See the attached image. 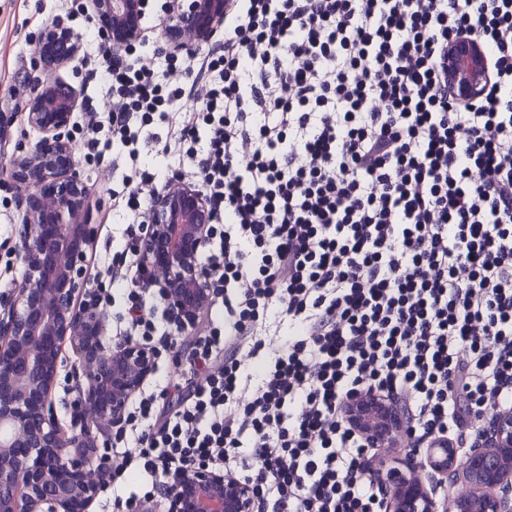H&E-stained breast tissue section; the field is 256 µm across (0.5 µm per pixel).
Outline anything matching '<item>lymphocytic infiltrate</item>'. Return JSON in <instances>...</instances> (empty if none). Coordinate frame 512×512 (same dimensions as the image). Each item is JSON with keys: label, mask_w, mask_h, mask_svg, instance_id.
I'll use <instances>...</instances> for the list:
<instances>
[{"label": "lymphocytic infiltrate", "mask_w": 512, "mask_h": 512, "mask_svg": "<svg viewBox=\"0 0 512 512\" xmlns=\"http://www.w3.org/2000/svg\"><path fill=\"white\" fill-rule=\"evenodd\" d=\"M468 37L489 76L462 100L446 63ZM139 59L86 58L112 95L81 128L95 163L116 149L133 217L104 270L115 336L176 376L101 450L112 512H157L202 464L256 484L253 512H387L350 394L397 402L416 455L512 411V0H226L207 51ZM158 128L212 203L190 323L135 278Z\"/></svg>", "instance_id": "1"}]
</instances>
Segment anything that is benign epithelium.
Listing matches in <instances>:
<instances>
[{
  "label": "benign epithelium",
  "instance_id": "benign-epithelium-1",
  "mask_svg": "<svg viewBox=\"0 0 512 512\" xmlns=\"http://www.w3.org/2000/svg\"><path fill=\"white\" fill-rule=\"evenodd\" d=\"M146 2L90 0L88 16L100 23L107 55L137 38L138 8ZM223 26L224 0H175L163 35L191 54ZM39 43L38 63L47 78L24 110L38 140L20 151L10 170L25 221L17 243L22 280L0 295V512H89L101 471L86 452L91 430L123 425L129 401L155 371L157 353L135 342L111 344L109 315L89 300L84 262L98 225L72 138L80 92L51 72L77 57L81 36L56 21ZM484 68L478 42L462 40L448 50V79L461 94L476 93ZM211 222L205 195L177 176L152 199L137 244L143 265L138 283L162 289L174 313L205 304L210 271L197 257ZM66 341L78 356L72 375L85 382L68 435L51 399ZM344 420L383 453L382 463L365 476L386 489L388 512H438L414 462L390 466V449L404 446L408 432L397 404L357 393L347 400ZM421 466L453 479L448 512H512V413L488 415L479 444L461 457L436 442ZM253 495V485L201 465L173 481L170 512H251Z\"/></svg>",
  "mask_w": 512,
  "mask_h": 512
}]
</instances>
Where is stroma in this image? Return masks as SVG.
<instances>
[{"label": "stroma", "mask_w": 512, "mask_h": 512, "mask_svg": "<svg viewBox=\"0 0 512 512\" xmlns=\"http://www.w3.org/2000/svg\"><path fill=\"white\" fill-rule=\"evenodd\" d=\"M67 17L68 24L82 35L83 51L93 52L98 47L95 23L89 21L86 12L69 14L60 0H0V113L10 118L0 128V163H9L16 155L19 144L30 143L36 138L15 109L23 98L29 97L30 86L38 78L33 64L38 57L36 39L53 19ZM80 171L90 187L91 200L96 207L93 217L99 226L98 236L87 253L88 275H95L99 266L107 260L105 243L117 240L129 217L112 209V194L108 183L99 181L97 167L81 162ZM24 214L19 209L13 191L0 182V265L9 261V251L19 236Z\"/></svg>", "instance_id": "obj_1"}]
</instances>
